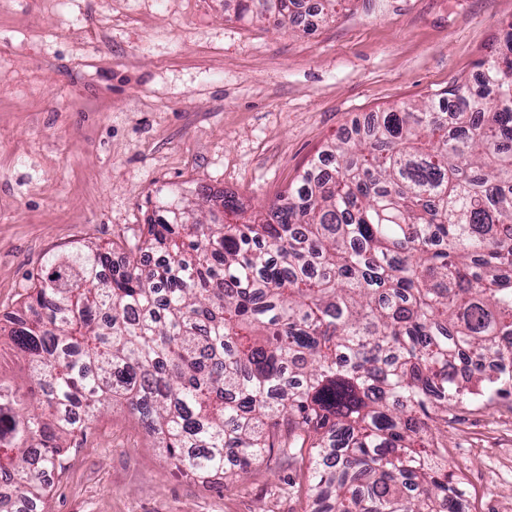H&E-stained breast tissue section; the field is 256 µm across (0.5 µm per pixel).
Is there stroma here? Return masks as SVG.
Wrapping results in <instances>:
<instances>
[{"label": "stroma", "mask_w": 512, "mask_h": 512, "mask_svg": "<svg viewBox=\"0 0 512 512\" xmlns=\"http://www.w3.org/2000/svg\"><path fill=\"white\" fill-rule=\"evenodd\" d=\"M512 0H342L297 32L233 0H8L0 6V379L6 335L51 256L125 248L158 190L236 193L248 221L353 121L476 84ZM466 512H512V402L448 414ZM273 453L242 479L167 462L123 408L67 449L44 512H315Z\"/></svg>", "instance_id": "1"}]
</instances>
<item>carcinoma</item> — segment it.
Listing matches in <instances>:
<instances>
[{
  "instance_id": "cac0c4a2",
  "label": "carcinoma",
  "mask_w": 512,
  "mask_h": 512,
  "mask_svg": "<svg viewBox=\"0 0 512 512\" xmlns=\"http://www.w3.org/2000/svg\"><path fill=\"white\" fill-rule=\"evenodd\" d=\"M298 2L236 17L280 27ZM440 101L377 113L250 223L225 220L233 195L168 190L123 264L48 258L8 333L29 374L0 383V512H37L114 403L202 478L307 448L326 512H464L436 431L512 397L482 370L512 368V29Z\"/></svg>"
}]
</instances>
